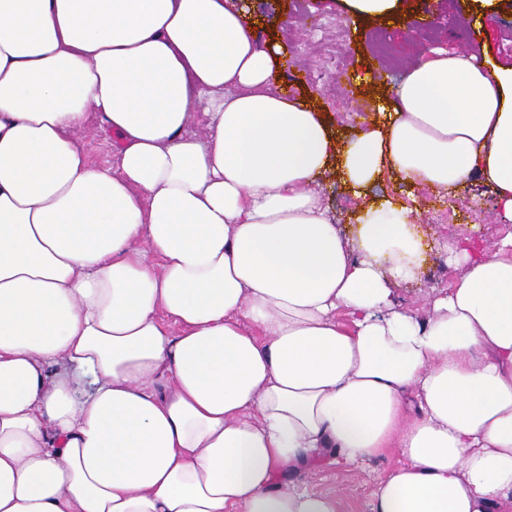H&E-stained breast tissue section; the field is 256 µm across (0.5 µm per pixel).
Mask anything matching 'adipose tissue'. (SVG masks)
<instances>
[{
    "label": "adipose tissue",
    "mask_w": 512,
    "mask_h": 512,
    "mask_svg": "<svg viewBox=\"0 0 512 512\" xmlns=\"http://www.w3.org/2000/svg\"><path fill=\"white\" fill-rule=\"evenodd\" d=\"M236 0H0V512H512V232L393 284L419 209L479 176L512 223V67L430 50L341 138ZM110 139L96 166L75 141ZM447 255L434 252L418 280L395 286V298L404 309L418 311L421 316L428 306V294L432 286H447L452 270L446 262ZM401 457L395 449L369 461L363 469L336 468L325 464L314 480L316 489L335 493L342 490L340 512H371V480L396 466Z\"/></svg>",
    "instance_id": "obj_1"
}]
</instances>
